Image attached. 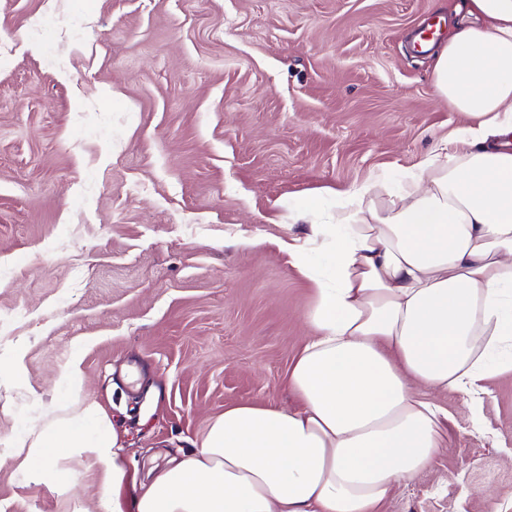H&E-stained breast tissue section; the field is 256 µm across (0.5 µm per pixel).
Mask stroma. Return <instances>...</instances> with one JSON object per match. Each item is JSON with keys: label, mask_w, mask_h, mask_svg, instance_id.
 <instances>
[{"label": "stroma", "mask_w": 512, "mask_h": 512, "mask_svg": "<svg viewBox=\"0 0 512 512\" xmlns=\"http://www.w3.org/2000/svg\"><path fill=\"white\" fill-rule=\"evenodd\" d=\"M442 0H0V512H95L15 443L81 397L130 476L197 448L226 406L299 405L311 285L296 203L397 179L468 121L413 34ZM463 394L445 446L381 512H512V369Z\"/></svg>", "instance_id": "35a3bbf8"}]
</instances>
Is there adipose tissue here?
<instances>
[{"mask_svg":"<svg viewBox=\"0 0 512 512\" xmlns=\"http://www.w3.org/2000/svg\"><path fill=\"white\" fill-rule=\"evenodd\" d=\"M434 57L436 93L469 121L403 184L336 195L287 245L313 286V334L288 372L300 405L240 402L199 448L102 512H380L442 446V409L421 389L481 392L512 364V0H465ZM25 461L88 457L125 473L95 401L31 429Z\"/></svg>","mask_w":512,"mask_h":512,"instance_id":"adipose-tissue-1","label":"adipose tissue"}]
</instances>
